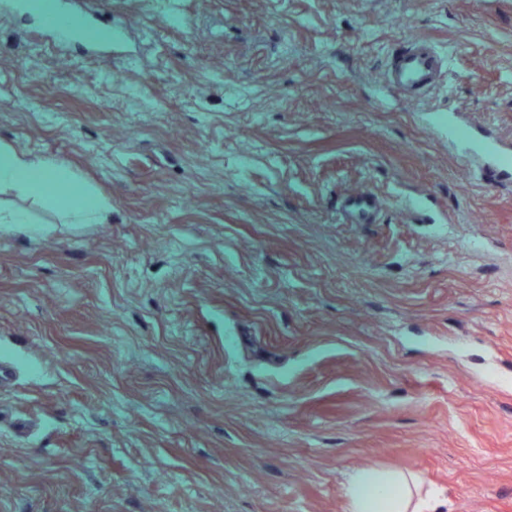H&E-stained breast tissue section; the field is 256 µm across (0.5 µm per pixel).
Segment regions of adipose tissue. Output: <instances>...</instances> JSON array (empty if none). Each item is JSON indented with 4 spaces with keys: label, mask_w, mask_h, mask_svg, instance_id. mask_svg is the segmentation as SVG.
<instances>
[{
    "label": "adipose tissue",
    "mask_w": 512,
    "mask_h": 512,
    "mask_svg": "<svg viewBox=\"0 0 512 512\" xmlns=\"http://www.w3.org/2000/svg\"><path fill=\"white\" fill-rule=\"evenodd\" d=\"M64 170L45 158L0 145V231L29 223V215L13 199H36L44 208L67 212L75 224H105L107 206L92 194L64 193ZM346 512H442L440 492L423 478L398 469L358 467L348 472L343 486Z\"/></svg>",
    "instance_id": "ef3b65f1"
}]
</instances>
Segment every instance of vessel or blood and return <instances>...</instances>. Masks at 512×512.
<instances>
[{
	"mask_svg": "<svg viewBox=\"0 0 512 512\" xmlns=\"http://www.w3.org/2000/svg\"><path fill=\"white\" fill-rule=\"evenodd\" d=\"M445 64L437 50L419 41L397 49L390 58L386 72L389 84L396 90L417 98L435 87L444 74ZM470 150L481 157L487 170L502 181L512 179V144L489 140L469 133ZM378 200L368 189L347 196L340 215L347 224H369L375 219Z\"/></svg>",
	"mask_w": 512,
	"mask_h": 512,
	"instance_id": "1",
	"label": "vessel or blood"
}]
</instances>
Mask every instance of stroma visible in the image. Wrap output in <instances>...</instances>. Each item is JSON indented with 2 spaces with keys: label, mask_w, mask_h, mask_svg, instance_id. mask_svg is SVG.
I'll return each mask as SVG.
<instances>
[{
  "label": "stroma",
  "mask_w": 512,
  "mask_h": 512,
  "mask_svg": "<svg viewBox=\"0 0 512 512\" xmlns=\"http://www.w3.org/2000/svg\"><path fill=\"white\" fill-rule=\"evenodd\" d=\"M453 111L512 141V0H0V143L112 210L0 235V512H343L372 465L512 512V183ZM444 68L437 50L427 42L419 41L392 54L386 75L394 89L415 99L439 83ZM378 211V200L375 194L365 189L347 196L340 215L346 224H371Z\"/></svg>",
  "instance_id": "35a3bbf8"
}]
</instances>
